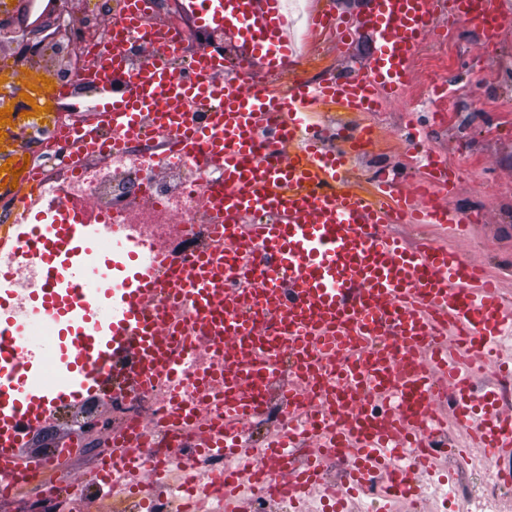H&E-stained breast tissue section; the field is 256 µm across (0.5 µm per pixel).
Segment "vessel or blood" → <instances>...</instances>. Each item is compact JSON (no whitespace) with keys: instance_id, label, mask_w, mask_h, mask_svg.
Instances as JSON below:
<instances>
[{"instance_id":"b4317fda","label":"vessel or blood","mask_w":512,"mask_h":512,"mask_svg":"<svg viewBox=\"0 0 512 512\" xmlns=\"http://www.w3.org/2000/svg\"><path fill=\"white\" fill-rule=\"evenodd\" d=\"M184 10L224 30L228 49L248 69L271 76L287 69L288 92H245L224 83L221 60L196 63V79L177 80L166 63L171 46L135 76L120 50L96 77L98 124L113 141L146 131H175L192 155L224 169L220 244L210 254L156 257L135 270L107 271L101 253H133L125 239L94 224H42L33 256L46 286L20 297L15 276L0 277V456L39 429L60 406L141 385L152 371L171 370L172 320L157 297L178 298L193 311L200 341L223 348L224 428H206L203 446L223 449L232 464L224 489L245 498L255 485L239 428L266 409L280 354L299 387L285 397L289 420L310 413L317 447L358 460L350 489L365 487L373 463L390 458L387 492L400 470L434 460L433 430L455 421L461 458L474 450L512 455V418L500 415V390L475 389L478 372L495 366L512 341V295L486 278L463 253L416 246L387 231L391 224H441L467 233L474 216L438 202L434 186L462 172L447 157L428 156V178L415 193L388 169L364 190L349 167L366 150L369 127L343 125L340 150L324 145L314 123L318 105L369 112L397 95L429 37L462 20L487 51L512 27L505 0H307L291 13L288 0H182ZM343 24L365 31L373 50L343 76L313 83L302 76L307 37ZM205 110L184 125L187 106ZM120 278L122 288L112 286ZM54 336L46 347L37 334ZM299 436L272 437L277 484L317 490L318 466L288 465Z\"/></svg>"}]
</instances>
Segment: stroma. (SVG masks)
<instances>
[{
    "instance_id": "1",
    "label": "stroma",
    "mask_w": 512,
    "mask_h": 512,
    "mask_svg": "<svg viewBox=\"0 0 512 512\" xmlns=\"http://www.w3.org/2000/svg\"><path fill=\"white\" fill-rule=\"evenodd\" d=\"M434 62L444 67L448 80L461 93L487 99L485 112L475 116L463 133L457 130V112H445L437 119L430 106L401 96L384 103L379 111L353 114L356 124L380 127L378 143L356 166L367 179L393 166L407 168L412 179H419L422 170L405 139V129H420L431 147L452 156L463 172L445 198L449 209L481 214L485 225L470 240L459 243L445 229L429 224H399L396 232L409 239L421 234L439 244H457L482 261L491 275L512 278V251L506 242L512 223L505 221L506 210L512 208V29L504 32L492 57L468 29H451Z\"/></svg>"
}]
</instances>
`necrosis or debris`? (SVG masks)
Segmentation results:
<instances>
[{"instance_id":"1","label":"necrosis or debris","mask_w":512,"mask_h":512,"mask_svg":"<svg viewBox=\"0 0 512 512\" xmlns=\"http://www.w3.org/2000/svg\"><path fill=\"white\" fill-rule=\"evenodd\" d=\"M148 21L160 31L175 34L179 47L170 60L175 76L191 74L206 51L223 49V29L202 24L186 14L180 0H149ZM13 9H0V66L10 69L14 81L8 97L15 110L27 109L24 77L37 73L49 77L61 95L53 106L49 124L27 122L19 138L18 153L30 154L22 180L30 184L27 202L17 193L0 192L1 224L64 223L68 214L83 223L118 226L120 233L139 242L142 250L196 251L211 246L214 194L224 180L201 160L170 149L166 139H135L108 153L94 147L76 148L68 139L76 128L81 105L94 101L96 88L86 81L102 50L119 47L130 69L137 70L155 55L154 42L137 38L117 40L126 29L125 0H54L40 26L19 27ZM440 69L430 68L421 85L404 88L413 103H430L437 112L455 104L457 94L444 90ZM186 369L177 380L129 394L123 391L74 409L62 406L54 425L68 433V444L50 443L29 453L37 481L10 486L6 495L14 512H208L222 501L224 487L211 483L223 471L224 458L195 446L197 427L170 422L165 402L178 396L182 404L202 400L200 374L224 370V359L201 351H188ZM290 366L279 369L268 396L264 417L240 430L243 442L256 447L257 473H274L273 461L261 452L271 432L288 429L283 390L293 385ZM138 432L129 448L131 456L153 467H166L174 459L183 466L165 484L127 488L125 481L98 482L79 494L63 495L53 489L57 478L76 462L91 457L98 470L108 440ZM421 512H505L512 506V458L477 457L465 464L441 459L435 468L413 472L409 484ZM313 512H402L401 499L383 496L376 488L352 495L314 498Z\"/></svg>"}]
</instances>
